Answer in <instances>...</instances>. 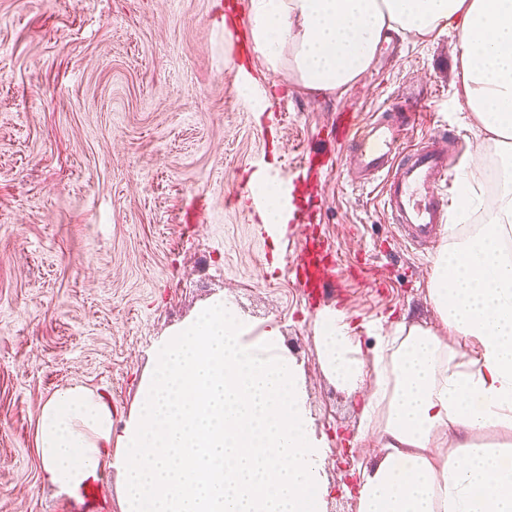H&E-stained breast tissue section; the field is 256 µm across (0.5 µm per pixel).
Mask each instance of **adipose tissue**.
<instances>
[{
    "label": "adipose tissue",
    "instance_id": "adipose-tissue-1",
    "mask_svg": "<svg viewBox=\"0 0 512 512\" xmlns=\"http://www.w3.org/2000/svg\"><path fill=\"white\" fill-rule=\"evenodd\" d=\"M455 31L464 104L500 150L487 224L447 243L429 299L445 330L398 325L371 359L337 313L318 329L337 386L369 384L361 422L383 446L359 471L357 512H512V0H251L269 68L344 93L383 41ZM43 480L74 493L121 475L122 512H322L326 450L279 330L254 331L224 297L160 340L121 428L74 385L37 422Z\"/></svg>",
    "mask_w": 512,
    "mask_h": 512
}]
</instances>
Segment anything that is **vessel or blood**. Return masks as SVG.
<instances>
[{"instance_id":"1","label":"vessel or blood","mask_w":512,"mask_h":512,"mask_svg":"<svg viewBox=\"0 0 512 512\" xmlns=\"http://www.w3.org/2000/svg\"><path fill=\"white\" fill-rule=\"evenodd\" d=\"M411 120L408 114L394 118L388 105L367 121L359 113L340 111L333 137L349 145L345 165L355 171L360 185L378 188L383 210L406 247L427 250L448 222L447 181L455 172L461 150L455 145L444 147L441 137L434 134L405 145ZM300 177L297 168L276 174L253 168L249 184L272 179L278 185L273 199L249 193L254 212L260 214L274 206L285 220H293L294 193Z\"/></svg>"}]
</instances>
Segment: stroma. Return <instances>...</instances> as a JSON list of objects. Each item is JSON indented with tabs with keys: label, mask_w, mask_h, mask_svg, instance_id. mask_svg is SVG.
Segmentation results:
<instances>
[{
	"label": "stroma",
	"mask_w": 512,
	"mask_h": 512,
	"mask_svg": "<svg viewBox=\"0 0 512 512\" xmlns=\"http://www.w3.org/2000/svg\"><path fill=\"white\" fill-rule=\"evenodd\" d=\"M224 3L0 0V512H60L35 447L49 398L88 386L122 425L156 343L218 295L256 329L279 328L329 452L324 512H357L377 436L360 423L364 390L324 374L319 321L342 311L366 359L397 324L441 330L434 255L398 242L376 190L324 168L315 223L270 240L241 181L309 151L336 160V108L369 115L388 98L425 106L408 143L457 130L495 173L496 146L463 107L455 34L397 37L350 90L323 94L261 53L243 59ZM312 236L340 284L314 303L296 281Z\"/></svg>",
	"instance_id": "35a3bbf8"
}]
</instances>
